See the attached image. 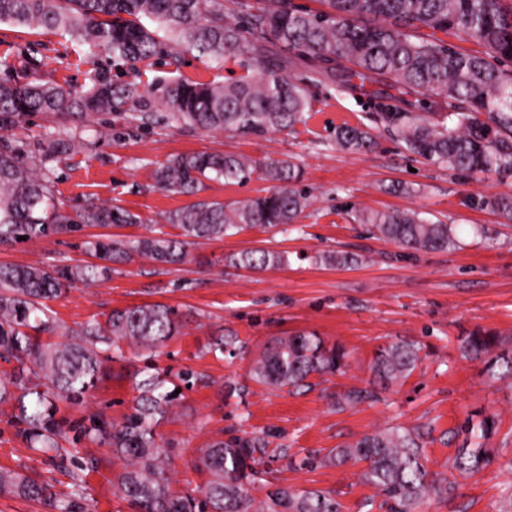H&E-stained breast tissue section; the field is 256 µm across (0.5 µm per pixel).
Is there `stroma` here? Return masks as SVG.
I'll return each mask as SVG.
<instances>
[{
  "instance_id": "obj_1",
  "label": "stroma",
  "mask_w": 512,
  "mask_h": 512,
  "mask_svg": "<svg viewBox=\"0 0 512 512\" xmlns=\"http://www.w3.org/2000/svg\"><path fill=\"white\" fill-rule=\"evenodd\" d=\"M28 46L48 59L42 79L77 89L90 86L100 71L115 81L143 86L176 78L230 82L243 73L234 60L217 63L192 53L182 54L175 64L154 59L132 66L67 35L0 24V56ZM269 52L291 59L295 78L311 96L307 125L240 136L164 120L145 125L133 108H124L111 116V138L56 166L55 195L66 208L88 198L117 204L138 214L140 223L87 226L73 234L0 246L3 265L83 264L91 260L84 241L111 235L130 240L162 233L173 237L179 230L166 222L169 211L198 198L243 200L270 187L256 174L243 184L207 182L196 197L158 189L155 169L178 154L223 152L255 161L289 156L314 194L312 205L289 228L248 229L204 242L180 266L137 258L118 265L109 279L75 284L51 301L58 329L47 335L50 343L64 342L68 330L92 318L106 320L117 308L164 303L188 315L182 333L155 356L129 347L124 359L107 362L82 403L59 402L58 418L69 425L84 424L102 411L121 419L138 394L134 370L150 363L174 372L189 369L202 375L203 383L185 391L176 415L157 429L170 452L173 491L206 485L210 475L198 457L215 439L271 429L280 433L288 457L265 463V481L256 485L253 497L264 499L273 483L330 492L342 512H381L376 490L361 480V465L310 469L303 466V458L377 429L428 424L433 432L424 450L427 467L442 473L458 445L452 437L458 424L470 415L493 414L499 429L489 443L495 454L492 464L474 477L459 479L447 497L424 499L415 512H502L512 497V378H490L483 362L461 359L457 342L480 327L502 334L512 350V226L504 225L496 211L469 202L473 195L512 191V177L439 168L411 155L385 132L372 152L338 150L332 141L334 128L371 124L376 103L389 94V86L369 78L363 89L340 92L316 72L313 62L290 57L276 45ZM398 183L407 186V193L391 192V185ZM359 209H412L427 219L456 225L458 242L445 251L402 249L358 224ZM256 248L287 252L289 263L255 272L225 261L228 255ZM329 250L348 252L352 263H321L320 253ZM223 329L237 334L244 355L211 353ZM296 332H314L327 344L342 345L348 353L346 370L327 378L311 376V389L294 394L252 380L254 356L274 337ZM400 338L424 346L412 374L379 401L333 405L332 395L368 387L375 353ZM12 415L11 405H0V468L25 465L28 474L51 483L56 493H69L67 471L57 467L51 454L27 448ZM80 450L103 460L86 475L90 512H132L112 487L121 460L89 442Z\"/></svg>"
}]
</instances>
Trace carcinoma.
Wrapping results in <instances>:
<instances>
[{
  "label": "carcinoma",
  "instance_id": "1",
  "mask_svg": "<svg viewBox=\"0 0 512 512\" xmlns=\"http://www.w3.org/2000/svg\"><path fill=\"white\" fill-rule=\"evenodd\" d=\"M317 13L292 0H265L239 21L228 18L224 0H0V23L29 29L59 30L114 59L166 57L175 64L184 52L222 62L237 54L250 74L225 85L178 80L151 84H116L107 74L85 91L56 82H37L28 72L41 66L35 57L18 54V62L0 57V245L68 234L84 225L138 224L139 215L91 198L67 210L55 198L53 164L88 148L89 141L65 131L50 132L33 145L18 144L6 132L34 114H46L62 126L110 115L126 105L140 107L144 122L162 106L168 118L205 131L261 136L295 129L310 118L305 89L282 62L269 57L267 44L299 56L339 66L336 87L378 77L400 93L443 104L444 112L421 116L385 110L376 124L406 150L442 168L469 174L512 175V0H324ZM428 27L482 43L486 52L465 54L440 40L417 39L415 28ZM334 142L341 150L364 152L376 145L367 129L341 124ZM260 173L276 186L266 195L224 204L198 201L169 212L167 221L181 230L175 237H112L84 242L97 262L79 265L0 266V355L16 362L12 378L0 382V403L15 408L17 434L28 447L64 451L62 421L56 400L80 402L98 379L103 365L124 355L122 344L153 354L179 335L187 314L163 304L115 309L105 322L93 318L68 332L60 344H40L33 333L51 332L48 302L75 283L107 279L112 263L134 257L163 265L182 264L204 241L247 228L267 230L295 223L311 205L303 173L289 159L258 165L221 152L176 156L158 168L156 185L195 195L207 181L247 182ZM512 221V194L477 199ZM359 223L402 248L442 251L455 245L450 224L430 221L414 210L357 212ZM229 264L262 271L288 265V253L253 249L227 258ZM501 339L477 328L459 338L458 350L469 360L485 362L488 374L512 377V356L497 352ZM421 347L400 340L380 348L371 371L380 388L407 378L421 359ZM347 352L328 346L313 334L272 340L254 358L250 375L273 388L299 390L312 375H334L346 367ZM137 383L140 396L120 421L103 414L75 426L79 436L111 449L123 460L113 482L135 512H341L334 496L321 490L279 486L255 504L250 489L262 480L264 459L288 457V448H270L273 434L262 431L217 439L202 450L201 464L211 479L198 494L171 490L169 451L156 428L181 399L175 394L200 378L192 371L175 375L154 365ZM375 390L353 388L339 394L340 406L376 400ZM498 420L466 417L457 427L461 445L448 458V474L438 476L425 463L424 442L431 429L390 426L330 449L313 453L310 467L366 463L362 481L383 497L388 512H413L431 495L448 494L455 479L473 477L493 460L487 442L497 434ZM101 459L84 457L69 471L72 490L59 498L48 482L24 471L0 470V494L42 505L46 512H88L85 471Z\"/></svg>",
  "mask_w": 512,
  "mask_h": 512
}]
</instances>
